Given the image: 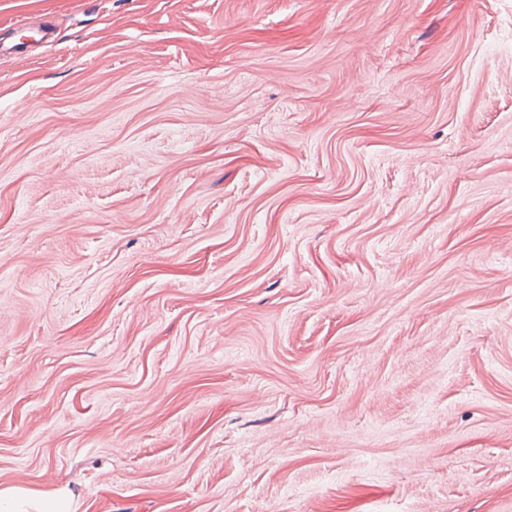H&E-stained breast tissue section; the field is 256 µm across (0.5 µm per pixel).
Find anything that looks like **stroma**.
<instances>
[{
	"label": "stroma",
	"mask_w": 512,
	"mask_h": 512,
	"mask_svg": "<svg viewBox=\"0 0 512 512\" xmlns=\"http://www.w3.org/2000/svg\"><path fill=\"white\" fill-rule=\"evenodd\" d=\"M6 486L512 512V0H0Z\"/></svg>",
	"instance_id": "obj_1"
}]
</instances>
